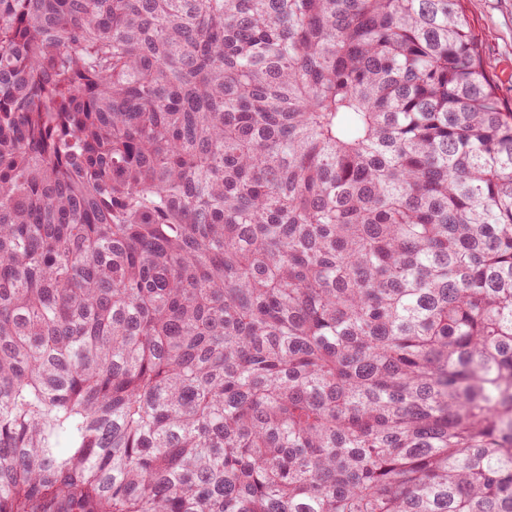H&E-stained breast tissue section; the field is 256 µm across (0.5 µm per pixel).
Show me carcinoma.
<instances>
[{
	"instance_id": "cac0c4a2",
	"label": "carcinoma",
	"mask_w": 512,
	"mask_h": 512,
	"mask_svg": "<svg viewBox=\"0 0 512 512\" xmlns=\"http://www.w3.org/2000/svg\"><path fill=\"white\" fill-rule=\"evenodd\" d=\"M0 512H512L463 0H0Z\"/></svg>"
}]
</instances>
